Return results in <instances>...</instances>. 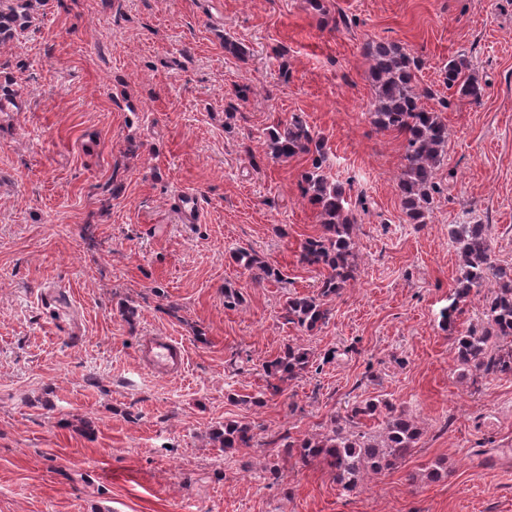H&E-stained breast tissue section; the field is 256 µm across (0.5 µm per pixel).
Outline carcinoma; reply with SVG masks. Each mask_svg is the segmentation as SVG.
Returning <instances> with one entry per match:
<instances>
[{
	"instance_id": "obj_1",
	"label": "carcinoma",
	"mask_w": 512,
	"mask_h": 512,
	"mask_svg": "<svg viewBox=\"0 0 512 512\" xmlns=\"http://www.w3.org/2000/svg\"><path fill=\"white\" fill-rule=\"evenodd\" d=\"M42 0H0V44L25 31L34 7ZM374 99L368 112L379 130L395 132L403 139V165L397 187L404 214L410 224L426 223L433 194L440 191L436 172L448 145V124L438 112L427 109L415 79L417 65L406 51L392 43H375L367 48ZM443 83L462 99L477 102L483 87L468 73L461 57L448 60ZM274 159L305 155L311 165L300 179L302 198L317 208L321 234L301 244L300 261L325 270L317 293L290 296L284 304L288 323L310 335L330 320L329 300L338 296L355 278L357 255L353 231L356 224L346 188L329 181L323 172L324 144L298 118L278 123L266 135ZM459 251L460 276L440 311L442 327L453 335L455 361L462 376L484 379L512 375V267L497 264L492 255L489 225L453 224L448 230ZM236 260L251 272L253 280L279 279L271 262L248 250L236 252ZM483 295L481 323L457 328L461 304L471 294ZM313 365V353L302 345H290L284 353L263 364L266 389L273 396L283 393L291 382ZM382 417L375 435L357 430L366 417ZM255 425L247 420L228 421L212 432L211 438L224 449L251 448ZM420 437L418 423L408 413L381 401L353 406L344 416H335L318 433L279 437L290 456L306 466L316 460L330 469L336 484L350 492L367 478H376L395 468L411 455Z\"/></svg>"
}]
</instances>
